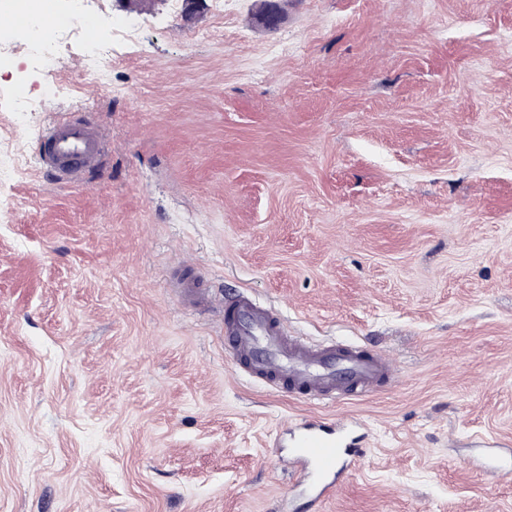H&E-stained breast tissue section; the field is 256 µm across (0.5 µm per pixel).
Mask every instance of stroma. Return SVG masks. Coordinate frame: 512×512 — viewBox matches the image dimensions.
Masks as SVG:
<instances>
[{"instance_id": "1", "label": "stroma", "mask_w": 512, "mask_h": 512, "mask_svg": "<svg viewBox=\"0 0 512 512\" xmlns=\"http://www.w3.org/2000/svg\"><path fill=\"white\" fill-rule=\"evenodd\" d=\"M85 0L57 90L0 63V512H310L272 435L362 418L319 512H512L472 441H512V0ZM132 19L133 38L113 23ZM89 108L107 144L78 188L38 167ZM190 266L210 309L172 286ZM303 336L353 339L395 378L299 401L239 376L226 292Z\"/></svg>"}]
</instances>
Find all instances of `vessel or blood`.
<instances>
[{
  "instance_id": "obj_1",
  "label": "vessel or blood",
  "mask_w": 512,
  "mask_h": 512,
  "mask_svg": "<svg viewBox=\"0 0 512 512\" xmlns=\"http://www.w3.org/2000/svg\"><path fill=\"white\" fill-rule=\"evenodd\" d=\"M103 158V135L88 111L52 120L41 134L38 163L55 184L83 185ZM177 281L190 305H211L196 272L178 271ZM223 322L224 349L236 373L300 400L362 397L393 375L382 355L357 345L333 338L315 344L290 335L275 307L245 292L227 299ZM355 425L352 419L300 417L276 431L273 444L283 451L278 462L292 473L296 494L307 499L313 512L333 496L340 477L368 443V431L352 435Z\"/></svg>"
}]
</instances>
